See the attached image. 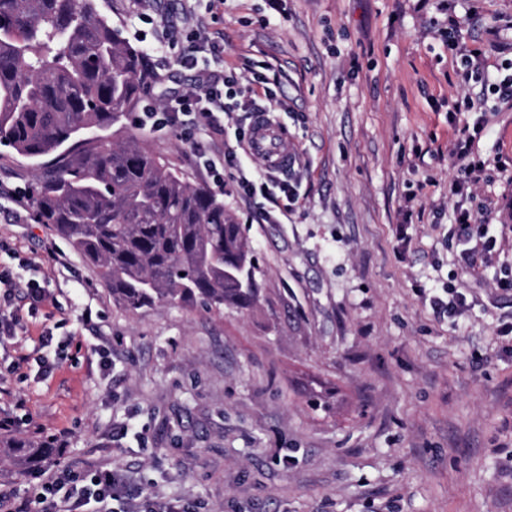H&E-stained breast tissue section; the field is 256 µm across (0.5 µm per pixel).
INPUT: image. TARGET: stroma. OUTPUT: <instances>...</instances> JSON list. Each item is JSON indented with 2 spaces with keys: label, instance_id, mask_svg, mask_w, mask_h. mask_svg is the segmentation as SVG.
<instances>
[{
  "label": "stroma",
  "instance_id": "obj_1",
  "mask_svg": "<svg viewBox=\"0 0 512 512\" xmlns=\"http://www.w3.org/2000/svg\"><path fill=\"white\" fill-rule=\"evenodd\" d=\"M139 50L156 43L183 0H98ZM224 68L261 72L272 118L298 166L299 198L262 224V196L224 171L226 211L243 224L260 302L224 313L165 305L134 315L50 225L18 222L35 170L0 156V268L53 297L0 347V413L14 442L68 432L53 459L84 474L118 469L149 498L195 512H512V0H195ZM486 61L467 78L436 34L448 16ZM143 96L161 106L196 71L152 58ZM488 127L489 165L467 197L452 195L449 113ZM145 144L192 182L210 177L176 137ZM478 214L497 240L470 266L453 210ZM66 252V265L49 260ZM465 295L463 316L430 296ZM91 307L90 323L80 314ZM53 329L64 358L40 337ZM31 359L17 370L18 355Z\"/></svg>",
  "mask_w": 512,
  "mask_h": 512
}]
</instances>
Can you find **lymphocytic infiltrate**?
Listing matches in <instances>:
<instances>
[{"label": "lymphocytic infiltrate", "instance_id": "1", "mask_svg": "<svg viewBox=\"0 0 512 512\" xmlns=\"http://www.w3.org/2000/svg\"><path fill=\"white\" fill-rule=\"evenodd\" d=\"M196 38L186 47H179L176 21H167L162 38L156 45L157 51L175 49L179 52V62L187 69H198L199 75L192 90L169 96L161 109L145 108L134 113L136 127L146 128L165 135L178 136L182 142L195 150L197 164L213 179H222L225 167L239 164L236 153L228 152L215 157L200 151L198 138L208 130L220 127L219 116L224 112L243 110L253 119L267 117L273 109L272 91L266 86L264 77H256L254 85H242L234 75L210 74L199 70L198 56L203 52L218 55V47H205L200 40L207 29L204 18L194 21ZM484 130L483 123H462L455 125V140L452 154L458 165L460 176L452 184L454 194H466L470 184L475 182L485 170L486 163L476 155L473 147ZM239 190L246 195L262 194L269 201V209L260 214L264 224L279 223L281 216L290 211L296 201L297 190L291 181L289 171L257 169L250 174L240 175ZM23 297L29 313H36L46 302L48 294L39 284L18 282L9 271L0 270V345L13 340L23 327V318L14 307L16 297ZM139 493L117 470L101 469L83 477L66 467L50 469L46 479L40 483L34 496L11 497L0 492V506L7 512H56L58 502L68 505L67 512H80L90 501L101 502L107 499L126 503L125 512H140L135 501Z\"/></svg>", "mask_w": 512, "mask_h": 512}]
</instances>
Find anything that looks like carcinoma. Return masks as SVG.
Listing matches in <instances>:
<instances>
[{"mask_svg":"<svg viewBox=\"0 0 512 512\" xmlns=\"http://www.w3.org/2000/svg\"><path fill=\"white\" fill-rule=\"evenodd\" d=\"M150 84L143 52L96 0H0V145L36 162V223L127 312L251 309L260 288L242 225L125 122Z\"/></svg>","mask_w":512,"mask_h":512,"instance_id":"carcinoma-1","label":"carcinoma"}]
</instances>
